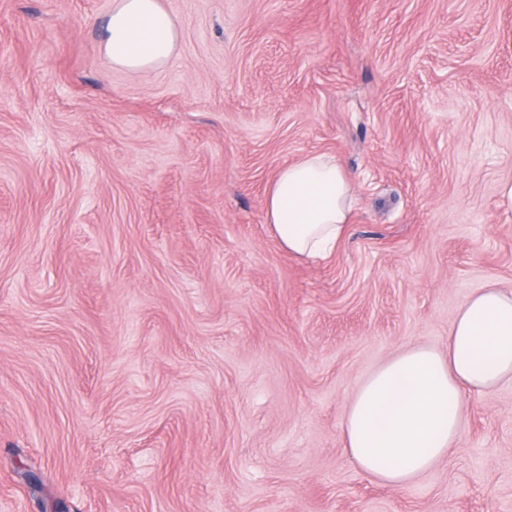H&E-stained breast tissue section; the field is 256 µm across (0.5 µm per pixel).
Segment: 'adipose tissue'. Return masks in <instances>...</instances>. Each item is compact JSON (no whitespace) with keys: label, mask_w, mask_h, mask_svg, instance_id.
Returning a JSON list of instances; mask_svg holds the SVG:
<instances>
[{"label":"adipose tissue","mask_w":512,"mask_h":512,"mask_svg":"<svg viewBox=\"0 0 512 512\" xmlns=\"http://www.w3.org/2000/svg\"><path fill=\"white\" fill-rule=\"evenodd\" d=\"M179 30L161 0H113L101 51L113 67L151 72L173 55ZM352 185L328 153L281 168L265 196V221L288 252L320 258L351 215ZM512 382V291L470 295L448 332V352L411 346L382 363L347 408L345 449L367 474L397 487L429 472L456 440L469 392Z\"/></svg>","instance_id":"1"}]
</instances>
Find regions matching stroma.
Returning <instances> with one entry per match:
<instances>
[{
	"label": "stroma",
	"mask_w": 512,
	"mask_h": 512,
	"mask_svg": "<svg viewBox=\"0 0 512 512\" xmlns=\"http://www.w3.org/2000/svg\"><path fill=\"white\" fill-rule=\"evenodd\" d=\"M113 0H0V512H512V382L394 487L346 454L363 380L512 289V0H162L150 73ZM334 154L323 260L265 222ZM178 39L161 0H114L100 48L112 67L145 73L169 62ZM352 191L334 155L307 154L281 168L270 182L264 202L266 224L288 252L324 257L349 224Z\"/></svg>",
	"instance_id": "35a3bbf8"
}]
</instances>
